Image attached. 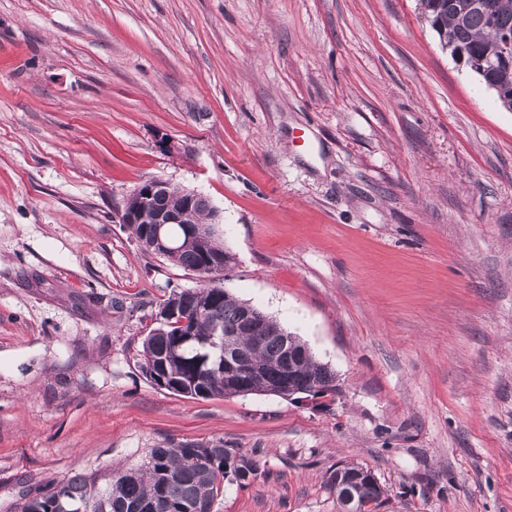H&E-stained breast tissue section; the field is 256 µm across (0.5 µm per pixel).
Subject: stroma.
I'll return each mask as SVG.
<instances>
[{
  "mask_svg": "<svg viewBox=\"0 0 512 512\" xmlns=\"http://www.w3.org/2000/svg\"><path fill=\"white\" fill-rule=\"evenodd\" d=\"M206 196L222 286L336 374L316 409L189 399L137 353L196 273L116 211ZM223 441L213 512H512V111L419 0H0V512L28 485ZM342 467V477L336 479V471H334L327 478L326 483L329 489L336 491V497L339 502L347 496H352L355 498L358 508L360 509L359 512H373L372 509L376 508L380 502L379 492L377 488L362 478L375 481L376 478L374 474L368 469H365L359 474V479L361 480H356L355 476L363 469L362 467L354 465H343ZM341 511L356 512L354 499L347 497L344 502L341 503Z\"/></svg>",
  "mask_w": 512,
  "mask_h": 512,
  "instance_id": "35a3bbf8",
  "label": "stroma"
}]
</instances>
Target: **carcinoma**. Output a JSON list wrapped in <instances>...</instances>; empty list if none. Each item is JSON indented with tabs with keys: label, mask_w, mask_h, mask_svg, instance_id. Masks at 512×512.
Masks as SVG:
<instances>
[{
	"label": "carcinoma",
	"mask_w": 512,
	"mask_h": 512,
	"mask_svg": "<svg viewBox=\"0 0 512 512\" xmlns=\"http://www.w3.org/2000/svg\"><path fill=\"white\" fill-rule=\"evenodd\" d=\"M479 2L421 0V6L437 37L443 36L455 48L485 61L482 84L507 86V94L497 98L504 109L512 111V57L505 58L500 53L502 39L512 35V0H500L502 5L493 14L486 13ZM129 207L139 212V223L127 228L142 247L148 244L155 213L180 214L183 223L165 227L174 249L163 257L197 273L204 281L197 288L172 292L159 305L155 326L141 342L140 369L147 379L186 398H227L239 393L224 379V359L228 355L236 364H263V375L251 383L252 394L269 395L283 384L296 390L318 385L323 387L321 395L336 387L335 373L318 362L309 347L295 336L290 348L298 359L293 376H288V352L283 348L282 337L289 332L262 310L207 282V260L221 256L229 267L235 261L211 224L208 199L190 201L185 189L171 185L155 196L151 208H140L134 194L129 196ZM185 224L209 225V238L192 247L180 246ZM246 310L264 324L267 340L258 345L237 333L235 344L224 350V334L236 333ZM258 471L256 460L224 447L222 441L185 442L151 449L136 468L106 476L74 474L56 484L57 492L46 485L28 487L22 492L21 512H188L198 503L211 509L224 494L226 484L245 486L258 476ZM359 471V466L345 465L342 477L333 472L326 483L336 492L337 500L352 496L360 512H373L379 505V492L366 480L356 479Z\"/></svg>",
	"instance_id": "carcinoma-1"
}]
</instances>
